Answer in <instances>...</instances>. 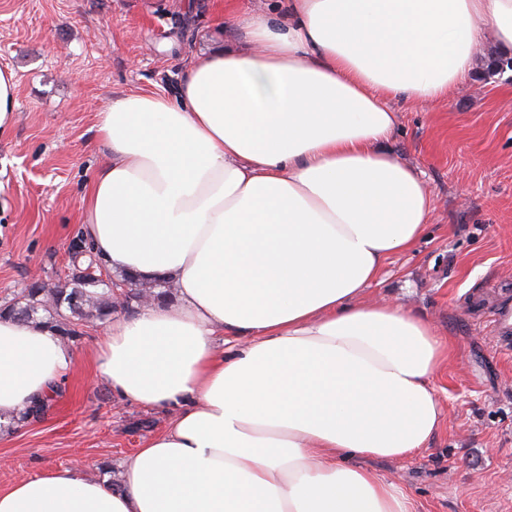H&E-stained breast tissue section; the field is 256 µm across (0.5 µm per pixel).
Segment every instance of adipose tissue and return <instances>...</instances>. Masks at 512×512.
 Here are the masks:
<instances>
[{"instance_id": "1", "label": "adipose tissue", "mask_w": 512, "mask_h": 512, "mask_svg": "<svg viewBox=\"0 0 512 512\" xmlns=\"http://www.w3.org/2000/svg\"><path fill=\"white\" fill-rule=\"evenodd\" d=\"M233 24L244 45L196 55L179 99L98 112L108 156L81 201L108 270L177 292L114 315L94 371L172 418L118 485L46 472L0 490V512H414L350 463L412 456L441 426L447 340L364 298L434 211L387 147L393 105L448 101L479 46L512 51V0H281ZM74 364L51 329L0 318V422Z\"/></svg>"}]
</instances>
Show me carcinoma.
I'll list each match as a JSON object with an SVG mask.
<instances>
[{
	"instance_id": "1",
	"label": "carcinoma",
	"mask_w": 512,
	"mask_h": 512,
	"mask_svg": "<svg viewBox=\"0 0 512 512\" xmlns=\"http://www.w3.org/2000/svg\"><path fill=\"white\" fill-rule=\"evenodd\" d=\"M89 258L77 251L69 258V273L58 279V285L47 288L34 283L18 294L12 302L0 306V317L9 316L25 322H39L53 330L62 340L74 342L84 335L90 319L101 323L109 320L115 307L112 289L83 273ZM51 400H35L20 415L17 423L40 420Z\"/></svg>"
}]
</instances>
